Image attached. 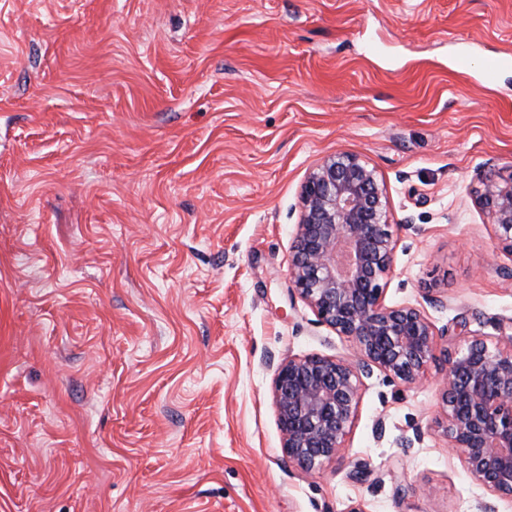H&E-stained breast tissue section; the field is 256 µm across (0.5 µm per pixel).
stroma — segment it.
<instances>
[{
  "mask_svg": "<svg viewBox=\"0 0 512 512\" xmlns=\"http://www.w3.org/2000/svg\"><path fill=\"white\" fill-rule=\"evenodd\" d=\"M506 53L512 0H0V512H483L441 364L363 377L310 474L274 377L355 357L288 292L301 185L339 152L387 183L386 303L441 350L512 340L474 203L512 172Z\"/></svg>",
  "mask_w": 512,
  "mask_h": 512,
  "instance_id": "1",
  "label": "stroma"
}]
</instances>
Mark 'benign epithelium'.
I'll return each mask as SVG.
<instances>
[{
  "mask_svg": "<svg viewBox=\"0 0 512 512\" xmlns=\"http://www.w3.org/2000/svg\"><path fill=\"white\" fill-rule=\"evenodd\" d=\"M481 183L477 203L498 246L512 256V172L489 171ZM301 199L290 292L356 348L354 361L313 354L285 359L276 369L282 453L311 473L344 459L361 376L377 369L414 386L436 360L437 339L420 309L385 303L396 240L378 170L355 153L328 156L309 171ZM444 363L448 445L490 497L512 500V337L505 349L469 335Z\"/></svg>",
  "mask_w": 512,
  "mask_h": 512,
  "instance_id": "1",
  "label": "benign epithelium"
}]
</instances>
